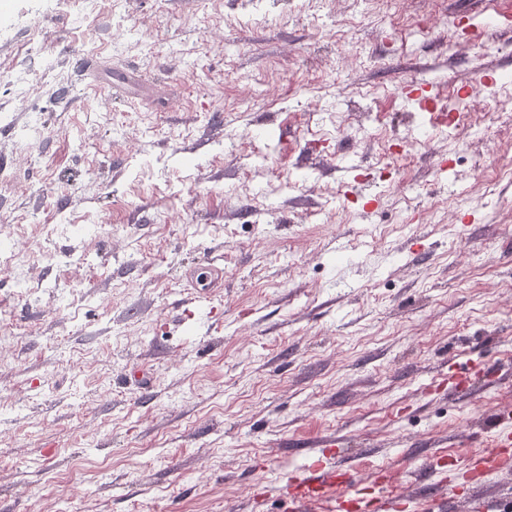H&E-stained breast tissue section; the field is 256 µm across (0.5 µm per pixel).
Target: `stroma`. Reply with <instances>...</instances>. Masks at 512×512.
<instances>
[{"mask_svg": "<svg viewBox=\"0 0 512 512\" xmlns=\"http://www.w3.org/2000/svg\"><path fill=\"white\" fill-rule=\"evenodd\" d=\"M491 17L484 58L449 54ZM484 67L512 73V0H0V512H291L273 484L333 434L364 496L389 466L398 512H471L423 465L512 428V85ZM212 259L200 340L173 303ZM78 67L86 68L89 74L96 75L98 83L105 82L112 89L113 99L122 104H130L143 94L151 92L155 83L143 78L139 68L135 66L121 65L101 69L96 59L83 57L78 60Z\"/></svg>", "mask_w": 512, "mask_h": 512, "instance_id": "1", "label": "stroma"}]
</instances>
